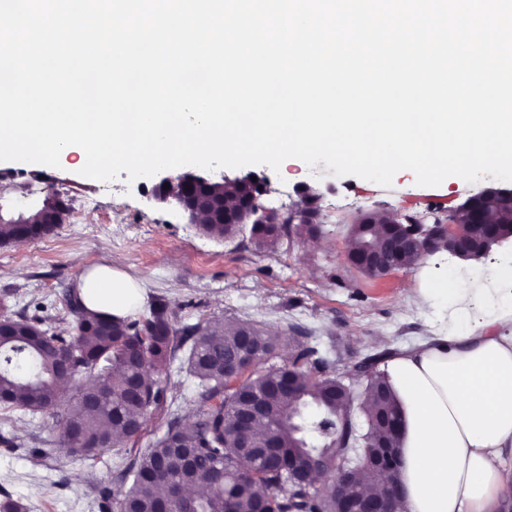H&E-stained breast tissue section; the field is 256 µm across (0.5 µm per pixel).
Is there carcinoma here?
I'll return each mask as SVG.
<instances>
[{
	"label": "carcinoma",
	"mask_w": 512,
	"mask_h": 512,
	"mask_svg": "<svg viewBox=\"0 0 512 512\" xmlns=\"http://www.w3.org/2000/svg\"><path fill=\"white\" fill-rule=\"evenodd\" d=\"M69 211L68 202L56 195L23 215V224H1L0 244L34 239L50 233ZM202 234L231 239L242 233L238 224H202ZM314 224H252L249 237L259 250L275 248L293 233L312 235ZM388 226L353 224L351 236L358 245L387 235ZM74 319L59 330L38 318L15 319L0 313L6 322L0 336V409L32 414L60 405L59 390L67 377L58 371L64 362L73 372H91L92 382L63 406L62 439L74 437L73 454L92 459L108 448H124L144 430L148 416L165 412L164 389L148 379L137 394L131 384L139 375V362L160 372L175 361L186 365L196 381L201 399L198 416L189 424L169 422L132 470L129 486L113 494L116 512H224V499L233 500L236 512H254L262 502L267 512H335L336 500L328 493L297 481L288 467L268 463L258 448L241 447L233 418L251 393L266 398L269 415L256 421L255 431L272 436L285 456L308 453L326 467L338 462L351 470L354 490L364 493L363 479L374 477L370 458L373 445L399 446L402 424L397 398L381 367L399 350L389 345L367 353L356 365V377L366 378L354 391L330 368L317 348L297 345L284 372L256 367L245 389L225 387L224 367L241 350L244 339L265 350L263 360L276 358L282 339L249 322L176 326L174 313L158 304L150 314L122 318L87 310L76 293L66 298ZM294 370V392L288 396L278 385ZM343 390L350 395L345 411L327 395ZM248 457L254 476L238 475L239 460ZM177 483L204 486L170 506L165 487Z\"/></svg>",
	"instance_id": "cac0c4a2"
}]
</instances>
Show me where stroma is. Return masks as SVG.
Segmentation results:
<instances>
[{
	"mask_svg": "<svg viewBox=\"0 0 512 512\" xmlns=\"http://www.w3.org/2000/svg\"><path fill=\"white\" fill-rule=\"evenodd\" d=\"M78 159L69 154L65 166L53 172L26 163L24 178L0 180L4 210L34 209L49 193L71 205L53 233L21 246H0V301L13 317L66 325L72 320L66 291L87 268L109 263L141 285L135 315L148 314L160 300L182 325L254 322L318 346L333 370L344 373L375 349L377 340L403 350L430 336L431 316L414 303L424 281L446 274L461 280L512 260L508 244L478 262L440 252L373 280L347 259L350 226L359 213L443 218L491 183L488 175L473 183L452 176L427 187L402 170L385 188L296 158L277 171L259 165L255 171L267 177L272 205L295 201V190L304 183L324 193L318 239L288 236L277 249L260 251L245 233L226 240L203 236L178 208L155 203L142 180H85L74 169ZM159 380L174 402L173 416L182 423L194 420V386L185 373L172 366ZM168 419L150 416L136 446L84 460L62 446L55 411L20 418L0 410V497L20 500L27 512H112L102 490L120 486L124 471L166 431Z\"/></svg>",
	"mask_w": 512,
	"mask_h": 512,
	"instance_id": "stroma-1",
	"label": "stroma"
}]
</instances>
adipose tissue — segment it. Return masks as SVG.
<instances>
[{
	"mask_svg": "<svg viewBox=\"0 0 512 512\" xmlns=\"http://www.w3.org/2000/svg\"><path fill=\"white\" fill-rule=\"evenodd\" d=\"M87 309L123 316L140 290L112 266L83 274ZM429 339L390 359L401 405L404 512H498L512 491V265L425 282Z\"/></svg>",
	"mask_w": 512,
	"mask_h": 512,
	"instance_id": "adipose-tissue-1",
	"label": "adipose tissue"
}]
</instances>
